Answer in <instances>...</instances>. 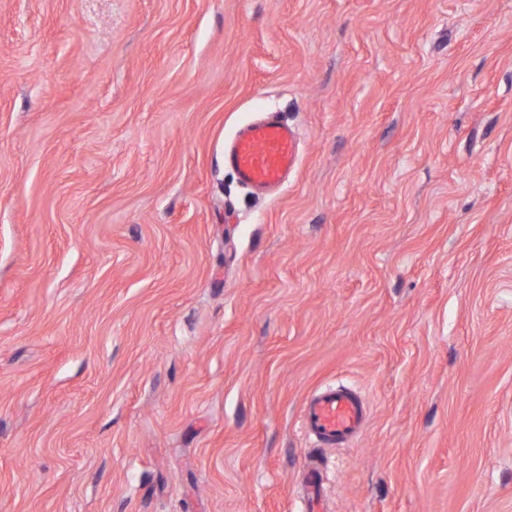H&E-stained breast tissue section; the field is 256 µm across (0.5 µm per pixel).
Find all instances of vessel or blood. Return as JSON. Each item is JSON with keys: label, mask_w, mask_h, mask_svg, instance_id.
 Here are the masks:
<instances>
[{"label": "vessel or blood", "mask_w": 512, "mask_h": 512, "mask_svg": "<svg viewBox=\"0 0 512 512\" xmlns=\"http://www.w3.org/2000/svg\"><path fill=\"white\" fill-rule=\"evenodd\" d=\"M224 162L245 186L263 193L279 190L300 165V146L295 129L267 119L240 127L224 147ZM367 408L352 388L328 386L304 404L301 428L305 435L328 445L347 443L366 419ZM322 468L310 466L305 480L302 512H323Z\"/></svg>", "instance_id": "1"}]
</instances>
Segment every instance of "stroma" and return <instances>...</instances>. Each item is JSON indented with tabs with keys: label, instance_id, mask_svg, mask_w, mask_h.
I'll list each match as a JSON object with an SVG mask.
<instances>
[{
	"label": "stroma",
	"instance_id": "1",
	"mask_svg": "<svg viewBox=\"0 0 512 512\" xmlns=\"http://www.w3.org/2000/svg\"><path fill=\"white\" fill-rule=\"evenodd\" d=\"M311 461L512 512V0H0V512H300ZM224 163L243 185L275 193L300 165L297 133L292 126L274 119L245 124L224 146ZM366 415V405L355 390L327 386L305 402L301 428L322 444L341 445L361 430Z\"/></svg>",
	"mask_w": 512,
	"mask_h": 512
}]
</instances>
